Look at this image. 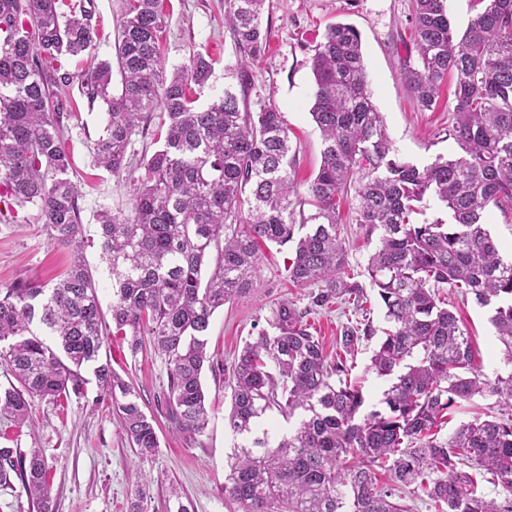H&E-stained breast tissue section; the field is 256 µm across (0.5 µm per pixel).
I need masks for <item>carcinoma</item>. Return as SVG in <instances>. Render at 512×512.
Returning a JSON list of instances; mask_svg holds the SVG:
<instances>
[{
  "label": "carcinoma",
  "instance_id": "1",
  "mask_svg": "<svg viewBox=\"0 0 512 512\" xmlns=\"http://www.w3.org/2000/svg\"><path fill=\"white\" fill-rule=\"evenodd\" d=\"M446 0H415L417 53L403 63L406 91L421 111L437 106L455 78L456 153L424 168L392 156L373 101L362 42L346 23L330 25L312 58L311 116L322 162L306 204L296 212V152L281 112L253 110L250 64L265 51L262 18L271 0H224V26L240 56V92L229 89L205 107L192 87L212 72L197 52L166 69L162 0H122L115 41L121 90L112 64L73 73L53 66L94 49L91 0L61 10L64 0H0V223L17 206L36 208L52 243L73 253L58 282L25 279L0 287V364L14 383L0 389V417L17 424L35 398L67 403L87 395L83 367L94 365L100 399L111 401L132 445L159 447L155 420L142 410L131 381L99 362L108 336L130 337L137 353L149 337L164 357L169 423L195 442L208 424L201 375L214 313L251 290L258 246L294 243L284 268L309 286L303 309L284 302L227 368L231 403L225 425L251 445L234 450L224 498L234 512H412L427 498L434 512H512V370L489 378L467 330L440 292L472 295L493 309L491 322L512 366V261L487 229L489 208L512 214V0L480 6L456 35ZM78 81L107 106L94 142L95 163L116 178L129 173L133 137L155 125L159 150L142 157L128 212L99 214L98 247L112 268V325H107L81 223L76 184L64 150L60 92ZM355 188L357 223L377 235L368 259L371 284L390 328L366 371L390 384L380 407L362 412L361 378L352 376L360 344L374 336L368 318L346 327L332 357L307 317L334 304L361 309L363 288L343 276L347 265L337 222L341 196ZM450 222L418 224L426 198ZM496 396L501 416L482 418L475 398ZM472 408L450 435L443 418ZM305 412L299 426L269 446L262 417ZM482 471L504 497H488L470 470ZM389 473L378 485L376 474ZM49 465L37 450L0 448V488H21L37 512H50Z\"/></svg>",
  "mask_w": 512,
  "mask_h": 512
}]
</instances>
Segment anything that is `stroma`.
<instances>
[{
  "instance_id": "obj_1",
  "label": "stroma",
  "mask_w": 512,
  "mask_h": 512,
  "mask_svg": "<svg viewBox=\"0 0 512 512\" xmlns=\"http://www.w3.org/2000/svg\"><path fill=\"white\" fill-rule=\"evenodd\" d=\"M98 25L94 55L64 57L67 69L80 72L91 61H115V37L120 23L121 0H93ZM263 18L268 31L264 56L250 66L253 88L250 103L275 105L283 116L296 149L295 181L299 195L321 165L320 134L310 115L314 79L311 58L331 24L354 25L361 34L373 100L382 112L396 158L423 167L436 156H450L456 146L448 136L455 104L453 85H445L437 107L418 110L403 86L400 59L413 50L410 18L414 0H272ZM168 15L163 34L165 63L174 68L196 52L209 53L212 75L198 92L199 104H207L224 89H238V54L224 29V0H165ZM67 122L65 149L70 158V177L81 194V219L88 238H96L95 214L101 210H128L131 186L98 167L92 143L106 117L102 102H89L80 83L63 95ZM357 200L348 195L340 206L339 220L347 248L349 277L364 286L363 304L375 329L386 328L384 309L366 271L376 242L357 222ZM32 207L18 209L13 223L0 224V285L24 278L51 285L68 265L67 249L52 245L35 219ZM293 248H262L252 277V290L217 310L207 332V353L213 367L205 371L203 384L210 406L209 424L197 444L175 433L165 415L167 377L163 357L151 344L131 352L127 339L109 336L102 352L113 368L128 375L140 395L146 414L158 421L160 446L151 455L130 445L112 408L98 402L96 384L87 396L58 409L45 399H34L25 424L16 426L0 419V447L40 451L50 466L51 512H121L134 498L137 483H146L145 512H166L170 485H177L192 512H233L224 499V475L234 446L240 440L224 425L230 406V390L224 382L227 368L246 341L270 327L274 310L283 302L298 307L308 303L307 288L284 279V262ZM448 302L468 331L483 359L484 371L495 376L503 370L504 351L490 322L491 311L473 297L449 292ZM355 308L336 305L309 315L313 332L327 354L340 347L342 330Z\"/></svg>"
}]
</instances>
